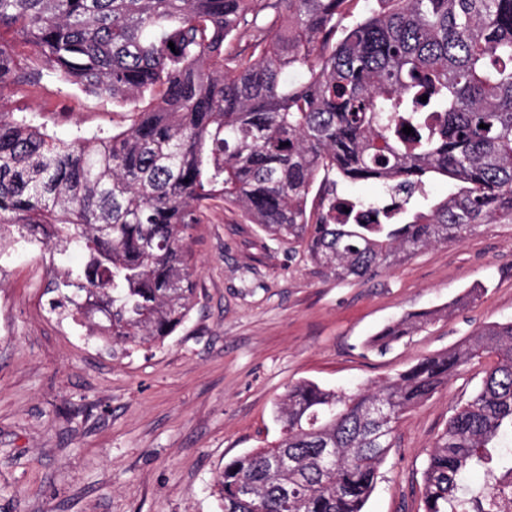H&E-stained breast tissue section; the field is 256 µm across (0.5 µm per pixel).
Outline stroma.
Listing matches in <instances>:
<instances>
[{
    "instance_id": "obj_1",
    "label": "stroma",
    "mask_w": 512,
    "mask_h": 512,
    "mask_svg": "<svg viewBox=\"0 0 512 512\" xmlns=\"http://www.w3.org/2000/svg\"><path fill=\"white\" fill-rule=\"evenodd\" d=\"M58 137L112 133L128 114L43 79L0 93ZM197 301L164 342L110 349L54 310L57 265L80 253L13 254L0 264V512H217L226 462L281 436L274 404L290 384L355 389L512 320V224H487L377 275L336 282L301 250L266 236L223 201L188 240ZM480 296L404 337L366 342L413 312ZM484 363L462 368L405 414L365 512H422L427 452L473 392Z\"/></svg>"
}]
</instances>
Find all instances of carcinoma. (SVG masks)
<instances>
[{"mask_svg": "<svg viewBox=\"0 0 512 512\" xmlns=\"http://www.w3.org/2000/svg\"><path fill=\"white\" fill-rule=\"evenodd\" d=\"M376 2L356 17L355 0H0V91L48 76L130 107L125 128L71 140L0 110V227L82 253L49 287L89 337L155 344L186 322V240L214 200L339 282L512 224V0ZM432 175L453 189L420 207ZM341 181L382 193L345 201ZM484 356L428 453L423 512H493L467 475L512 488V320L371 387L288 386L279 442L217 474L219 512H364L399 420Z\"/></svg>", "mask_w": 512, "mask_h": 512, "instance_id": "cac0c4a2", "label": "carcinoma"}]
</instances>
